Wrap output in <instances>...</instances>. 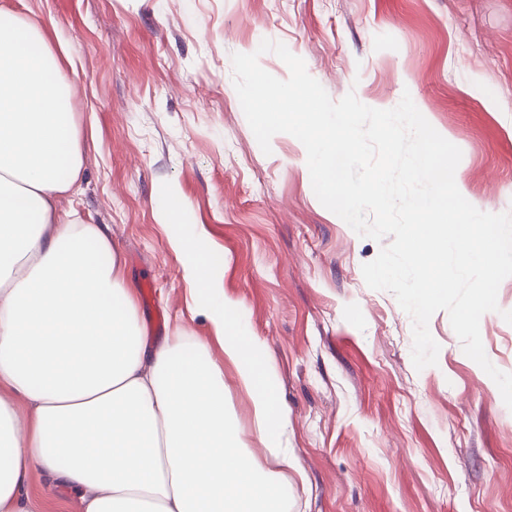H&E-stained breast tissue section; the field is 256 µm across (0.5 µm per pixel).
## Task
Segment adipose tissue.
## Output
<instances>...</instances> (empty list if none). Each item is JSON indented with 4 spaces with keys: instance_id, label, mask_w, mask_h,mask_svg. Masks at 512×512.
<instances>
[{
    "instance_id": "obj_1",
    "label": "adipose tissue",
    "mask_w": 512,
    "mask_h": 512,
    "mask_svg": "<svg viewBox=\"0 0 512 512\" xmlns=\"http://www.w3.org/2000/svg\"><path fill=\"white\" fill-rule=\"evenodd\" d=\"M74 98L44 27L0 0V512H43L39 477L81 512H285L288 409L179 192L164 187L159 209L181 227L169 246L205 340L148 343L106 225L62 218L83 170ZM227 364L275 469L226 414Z\"/></svg>"
}]
</instances>
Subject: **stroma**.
I'll return each instance as SVG.
<instances>
[{"label":"stroma","mask_w":512,"mask_h":512,"mask_svg":"<svg viewBox=\"0 0 512 512\" xmlns=\"http://www.w3.org/2000/svg\"><path fill=\"white\" fill-rule=\"evenodd\" d=\"M69 56L82 129L73 206L104 224L135 287L147 341L209 333L169 247L157 192L171 184L224 267V292L265 342L288 406V512H512V410L467 357L446 311L436 365L416 370L413 323L361 267L380 245L313 192L303 144L264 154L231 56L283 43L332 100L390 109L403 93L462 151L461 194L512 211V0H9ZM485 313V353L512 373V277ZM228 414L264 468L251 399L224 368Z\"/></svg>","instance_id":"obj_1"}]
</instances>
